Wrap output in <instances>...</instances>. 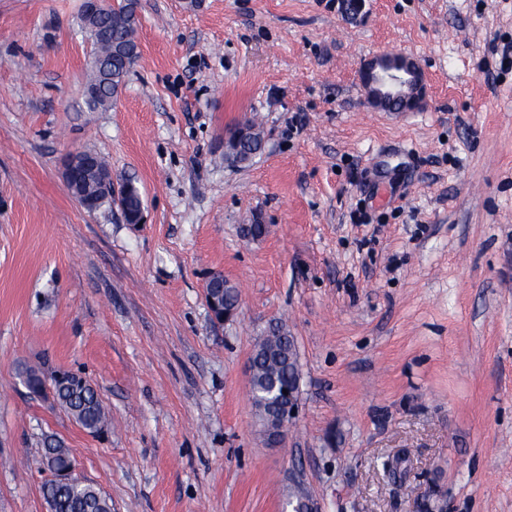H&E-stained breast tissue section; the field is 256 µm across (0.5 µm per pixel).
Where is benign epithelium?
I'll use <instances>...</instances> for the list:
<instances>
[{
    "label": "benign epithelium",
    "instance_id": "obj_1",
    "mask_svg": "<svg viewBox=\"0 0 512 512\" xmlns=\"http://www.w3.org/2000/svg\"><path fill=\"white\" fill-rule=\"evenodd\" d=\"M360 80L366 100L374 108H400L409 112L417 111L425 103L424 74L419 63L403 53H381L367 59L360 70ZM254 128L242 124L224 135L225 153L233 161L245 154L244 146L251 143ZM92 155L86 151L72 153L64 167V179L73 197L89 212L98 209L99 200L85 191L79 181L81 173L91 164ZM224 279L218 273L211 275L205 289V301L213 317L218 322L232 320L238 313V306L229 305L213 294L214 284ZM288 398V405L280 414L281 429L272 434L268 444L278 447L284 440V427L291 422L298 410V392L290 390L276 394L267 404L277 407Z\"/></svg>",
    "mask_w": 512,
    "mask_h": 512
}]
</instances>
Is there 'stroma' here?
Instances as JSON below:
<instances>
[{"instance_id":"stroma-1","label":"stroma","mask_w":512,"mask_h":512,"mask_svg":"<svg viewBox=\"0 0 512 512\" xmlns=\"http://www.w3.org/2000/svg\"><path fill=\"white\" fill-rule=\"evenodd\" d=\"M81 2L0 0V512H48L45 435L112 512H283L296 474L321 512H512V0H140L104 111ZM383 52L419 61L422 109L367 103ZM242 123L265 145L233 166ZM83 150L142 223L72 196ZM215 273L239 291L223 324ZM278 322L301 380L270 448L247 366ZM29 366L90 380L111 425L31 396ZM251 125L241 124L229 134L226 133L224 135L225 153L236 163H245L241 162L239 158L246 153L244 151V146L251 143L252 141V136L255 129L251 127ZM92 155L86 151H77L72 153L64 167V179L73 197L87 211L93 212L97 210L100 201L95 195H90L85 191L79 181L81 173L91 164ZM128 183H129V184H127V185H129L128 191H127L126 196L122 200V202L125 201L128 208L136 209L142 203V196H141V193H140L138 187L134 183H132V182H128ZM143 209H144L143 204H141V206L133 212L124 211L122 208L126 223H129V224L142 223ZM219 280L224 281V276L218 273L211 275L207 282L205 289V301L207 307L213 317L218 322H226L232 320L238 313V305H229L226 302L233 303L238 300L239 294L236 287L224 281V301H220L217 296L213 294L212 288ZM286 396L288 398V405L282 407L283 409L280 414L281 427L276 433L272 434L267 441L272 447H278L282 444L285 436L284 428L295 418L298 410V392L294 389H288V395Z\"/></svg>"}]
</instances>
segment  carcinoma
Returning <instances> with one entry per match:
<instances>
[{"instance_id":"carcinoma-1","label":"carcinoma","mask_w":512,"mask_h":512,"mask_svg":"<svg viewBox=\"0 0 512 512\" xmlns=\"http://www.w3.org/2000/svg\"><path fill=\"white\" fill-rule=\"evenodd\" d=\"M137 8L138 0H127L118 12L103 13L85 20L88 39L98 59V66L87 81V87L94 89V95L87 99V104L93 110L105 109L112 104V89L102 77L103 68L109 63L111 55L125 56V70L115 71L118 83L124 81L138 57ZM297 355L295 339L282 323L271 327L254 346L250 399L264 430L272 424L264 399L274 386L281 390L294 386L300 378ZM56 401L78 425L90 433L99 432L110 423L97 390L79 375L67 374L56 382ZM43 447L54 452L57 469L66 470L72 466L69 449L54 446L48 440L43 442ZM42 493L50 512H112L111 501L91 482L78 485L62 481L46 482L42 486Z\"/></svg>"}]
</instances>
